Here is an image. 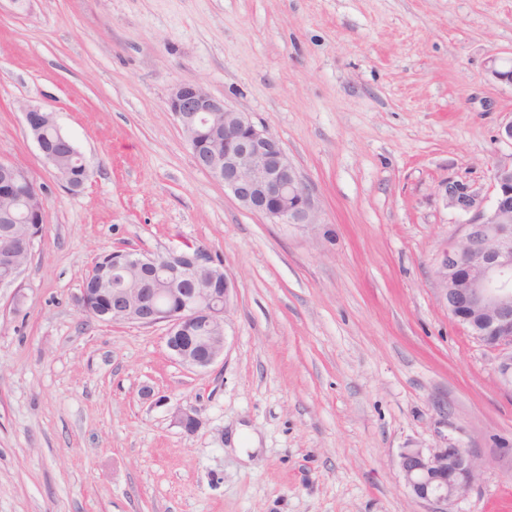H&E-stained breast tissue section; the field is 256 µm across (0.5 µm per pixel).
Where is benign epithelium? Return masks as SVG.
Here are the masks:
<instances>
[{"instance_id": "1", "label": "benign epithelium", "mask_w": 512, "mask_h": 512, "mask_svg": "<svg viewBox=\"0 0 512 512\" xmlns=\"http://www.w3.org/2000/svg\"><path fill=\"white\" fill-rule=\"evenodd\" d=\"M167 109L185 132L199 130V115L224 113V166L194 158L196 165L224 184L246 210L271 224H293L309 228L320 223L318 210L296 166L289 161L273 134L257 127L243 112L229 108L223 99L211 95L198 83H179L171 89ZM24 120L48 165L53 155L42 137L39 106L23 108ZM29 172L0 159V194L13 196L18 175ZM490 198H485L464 182L439 185L438 196L445 207L468 216L466 232L460 240L439 250L432 269L438 300L448 314L467 326L471 335L495 353L493 370L499 384L512 391V163L492 169ZM168 259L143 255L135 263L150 269V280L141 289V298L132 303L120 288L112 290L105 305L133 312V322L145 326L166 325V346L182 364L208 370L224 353L226 337L215 343L207 336L211 317H227L236 289L230 274L212 287L179 290L184 279L213 281L216 260L201 249L186 265L178 260L179 250L166 251ZM0 288L15 284L23 274L8 252H0ZM165 287H159V284ZM178 294L173 310L160 297ZM177 423L187 432L202 423L197 411L179 408ZM398 467L405 485L415 498L436 505L433 512H448V504L472 486L483 463L466 448H405Z\"/></svg>"}]
</instances>
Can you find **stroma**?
<instances>
[{
    "label": "stroma",
    "mask_w": 512,
    "mask_h": 512,
    "mask_svg": "<svg viewBox=\"0 0 512 512\" xmlns=\"http://www.w3.org/2000/svg\"><path fill=\"white\" fill-rule=\"evenodd\" d=\"M494 57L512 64V0H0V158L43 187L49 224L0 288V512H431L398 455L448 445L484 464L450 512H512V392L432 280L465 231L439 185L486 197L512 161ZM178 83L276 136L319 224L268 223L198 168L167 110ZM26 105L93 165L80 191ZM188 243L236 283L205 372L165 325L81 303L101 256ZM23 111L26 126L33 135V139L35 140L45 162L54 170L56 177L63 183V185L67 189L71 191H76L80 189L82 186L79 188L74 187L53 166V155L47 149V144L45 143L42 137L43 126L41 121V115L43 112H47V114L45 115H47L48 117L51 116L49 122L47 119H43V124H46L43 128V132L46 135V137H48V139L52 142L54 152L56 154V160L59 163V166L63 169V171L65 173H69L71 171L73 174L78 175L82 180V185H84L93 175V169L86 160H76L72 156L71 151L68 152L62 144L57 142L55 136V128L54 125L51 124L54 119L53 112H50L39 106L25 107L23 108Z\"/></svg>",
    "instance_id": "35a3bbf8"
}]
</instances>
